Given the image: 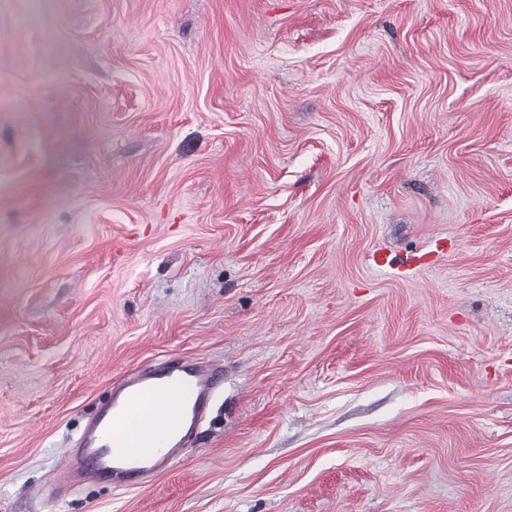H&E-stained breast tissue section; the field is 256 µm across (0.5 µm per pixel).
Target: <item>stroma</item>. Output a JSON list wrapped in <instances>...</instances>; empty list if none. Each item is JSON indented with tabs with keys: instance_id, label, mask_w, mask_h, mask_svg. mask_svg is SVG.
I'll list each match as a JSON object with an SVG mask.
<instances>
[{
	"instance_id": "stroma-1",
	"label": "stroma",
	"mask_w": 512,
	"mask_h": 512,
	"mask_svg": "<svg viewBox=\"0 0 512 512\" xmlns=\"http://www.w3.org/2000/svg\"><path fill=\"white\" fill-rule=\"evenodd\" d=\"M175 358L178 458L57 493ZM0 512H512V0H0ZM221 379L220 374L204 369L198 362L129 372L113 386L111 401L85 426L77 447L71 448L57 487L66 489L82 480L109 481L118 488L144 483L179 455L183 438L208 411ZM185 385L191 387L187 398L182 393ZM170 395L180 398V434L164 453H159L155 444L172 437V429L154 401ZM147 398H151L149 404ZM133 419V427L116 432L121 422Z\"/></svg>"
}]
</instances>
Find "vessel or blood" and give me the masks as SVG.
<instances>
[{
    "instance_id": "obj_1",
    "label": "vessel or blood",
    "mask_w": 512,
    "mask_h": 512,
    "mask_svg": "<svg viewBox=\"0 0 512 512\" xmlns=\"http://www.w3.org/2000/svg\"><path fill=\"white\" fill-rule=\"evenodd\" d=\"M220 381V374L191 362L129 372L113 386L111 401L85 426L62 467L58 488L82 480H104L118 488L144 483L181 450L176 442L165 452L156 451V443L171 436L172 429L155 400L179 396L180 430L186 433L206 414Z\"/></svg>"
}]
</instances>
